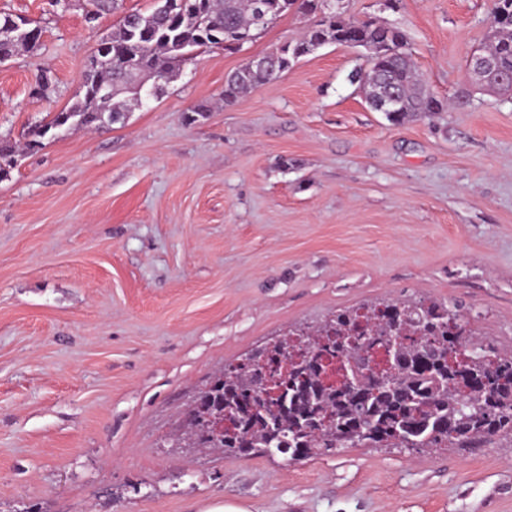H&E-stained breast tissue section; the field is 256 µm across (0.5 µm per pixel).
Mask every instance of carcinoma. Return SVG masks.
I'll list each match as a JSON object with an SVG mask.
<instances>
[{
	"mask_svg": "<svg viewBox=\"0 0 512 512\" xmlns=\"http://www.w3.org/2000/svg\"><path fill=\"white\" fill-rule=\"evenodd\" d=\"M498 21L484 54L498 62V72H512V0L495 4ZM316 17L302 36L272 52L277 66L248 64L224 83V106L230 107L251 89L272 84L302 56L326 44L362 47L366 66L351 72L365 96L393 84L400 108L392 120L442 112L438 98L418 73L405 33L390 24L357 20L340 9L322 13V0H181L168 14L129 12L112 38L99 45L84 74L83 89L43 129L39 137L73 118L91 126L125 117L122 93L154 94L174 78L185 54L213 45L204 34L227 42L238 34L254 37L284 12ZM265 21H259V16ZM38 27L18 28L0 39V55L9 58L36 47ZM112 87V96L98 91ZM398 342L394 359L370 373L384 383L350 372L351 360L370 358L375 347L388 350ZM249 364L224 368L222 385L211 404L194 413H221L224 432L193 443L222 448L227 454L311 458L337 448L441 449L481 448L512 437V354L502 355L471 337L462 315L436 302L386 300L367 308L338 310L316 327L291 332L247 356Z\"/></svg>",
	"mask_w": 512,
	"mask_h": 512,
	"instance_id": "carcinoma-1",
	"label": "carcinoma"
}]
</instances>
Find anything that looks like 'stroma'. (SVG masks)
<instances>
[{"instance_id":"35a3bbf8","label":"stroma","mask_w":512,"mask_h":512,"mask_svg":"<svg viewBox=\"0 0 512 512\" xmlns=\"http://www.w3.org/2000/svg\"><path fill=\"white\" fill-rule=\"evenodd\" d=\"M344 7L400 27L448 110L392 123L348 79L361 52L336 44L225 107L231 73L301 35L289 11L122 121L55 128L99 39L153 0L92 23L86 0H0L42 31L0 63L18 152L0 175V512H512L511 439L302 461L181 444L224 367L339 309L437 301L512 352V100L467 69L491 0Z\"/></svg>"}]
</instances>
